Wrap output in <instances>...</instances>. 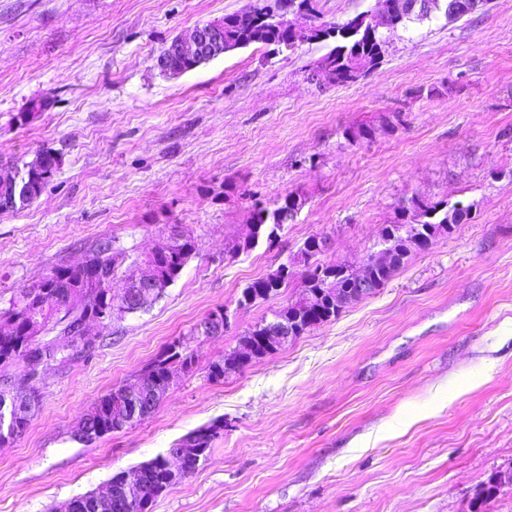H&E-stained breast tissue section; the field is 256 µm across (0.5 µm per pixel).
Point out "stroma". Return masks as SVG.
I'll return each instance as SVG.
<instances>
[{"label": "stroma", "instance_id": "1", "mask_svg": "<svg viewBox=\"0 0 512 512\" xmlns=\"http://www.w3.org/2000/svg\"><path fill=\"white\" fill-rule=\"evenodd\" d=\"M251 2L0 0V174L61 157L36 200L0 213V307L103 238L121 252L116 297L172 231L196 244L151 308L92 327L90 357L34 383L27 431L0 446V512H59L215 420L206 460L152 512H464L512 471V0L394 29L382 63L344 86L308 79L331 49L310 40L161 74L173 38ZM361 123L372 139L346 141ZM291 194L304 205L278 241L231 250L256 203ZM412 196L473 214L336 320L208 379L303 287L293 276L242 308L247 285L311 236L331 240L315 262L360 264ZM220 305L231 329L195 342L192 373L150 416L79 440L101 397ZM499 492L500 489L497 485L493 484L491 475L485 482L475 488L469 500V504H467V511L471 504V510L469 512H483L487 501L495 497Z\"/></svg>", "mask_w": 512, "mask_h": 512}]
</instances>
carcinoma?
<instances>
[{"instance_id":"carcinoma-1","label":"carcinoma","mask_w":512,"mask_h":512,"mask_svg":"<svg viewBox=\"0 0 512 512\" xmlns=\"http://www.w3.org/2000/svg\"><path fill=\"white\" fill-rule=\"evenodd\" d=\"M452 0H428L425 12L406 15L395 24H389L394 29L399 26H407L415 21L430 18V11L444 12L446 19L453 21L462 17L451 7ZM325 41L334 42V47L324 57L332 66L334 83L346 85L355 82L361 77L373 71L384 59L389 47L388 37L378 29L366 26L363 29L352 30L348 23L324 24ZM262 35L254 37V31L245 27L241 29L228 28L233 41L241 43L245 48L253 44L266 45L276 40H284L282 33H275L271 29V21L267 20L262 25ZM61 165L60 156L48 160L46 167L40 171V176L34 180L33 193L30 200L37 199L51 182L56 171ZM302 206L301 198L293 195L286 196L282 201L271 207H256L253 210L252 219L258 224L272 223V217L276 213L288 210L291 206ZM461 202L453 204L446 202H432L419 196L408 199V203L400 207L397 222L387 224L384 229L389 231L386 245L394 252V260L383 268L370 270L377 287H383L403 267L407 257L414 251H426L433 245L435 235L428 233V228L436 224H461L467 214L459 209ZM170 255L155 262V266L148 269V274L155 279L168 284L174 282L184 268L187 260L195 250L194 241L185 238L177 232L170 235ZM94 251L100 263L104 275L110 277L116 271V257L114 241L101 239L96 244ZM55 279L52 287L42 288L36 296H31L29 289L22 288L10 299L8 306L0 308V336L3 329L10 327L14 333L8 338L0 339V381L9 379V368L20 364L32 353L51 359L60 366L67 365L79 357L91 354L94 347L84 344L74 334L79 322L85 315L87 308L97 304V296L103 292V288L96 287L89 291L84 301L78 305L66 302L68 292L74 290L71 280L76 278L75 273L69 271V267H57L53 270ZM278 272L274 271L267 276L250 283L241 292L242 301L253 304L258 300H265L270 295L279 291L276 282ZM330 271L325 268L322 274L317 270L308 271L304 276V288L301 295L285 308L275 312V315L291 324L297 329L296 336L300 337L311 329L330 322L341 313L342 309L357 303V298L350 293L342 296L341 301H330L332 293L328 289L336 287V281L329 280ZM38 321L46 327V332L57 331L51 338L41 336L38 346L30 348V339L33 333L30 325ZM264 326L256 325L247 334L241 337L240 346L249 343L256 347L258 356L263 358L281 349V346L266 347L261 344ZM196 341L194 331H189L183 336L174 338L165 346L169 352L168 357L159 354L148 364V372L157 381L159 395L157 401H162L165 396L166 374L169 369L168 361L174 359L180 364L194 365V349L192 343ZM33 403L31 400L17 395H6L0 390V429L10 432V435L18 437L28 428L33 418ZM145 419L142 412L134 410V404L122 391L110 392L103 396L93 406L88 420L90 427H100L96 438H101L109 433L118 432L141 422ZM224 430V422L216 420L206 426H201L192 434L195 435L197 445L208 451L213 440ZM139 467L147 468L143 475V483L139 487V493L134 495L131 502L122 501L117 508H111L110 512H151L153 503L167 493L178 481L169 477L165 464V456L159 455L149 461L139 464ZM500 492L492 479L478 485L469 500L470 512H483L487 501ZM99 494L90 491L72 498L74 506L71 512H97L96 502Z\"/></svg>"}]
</instances>
